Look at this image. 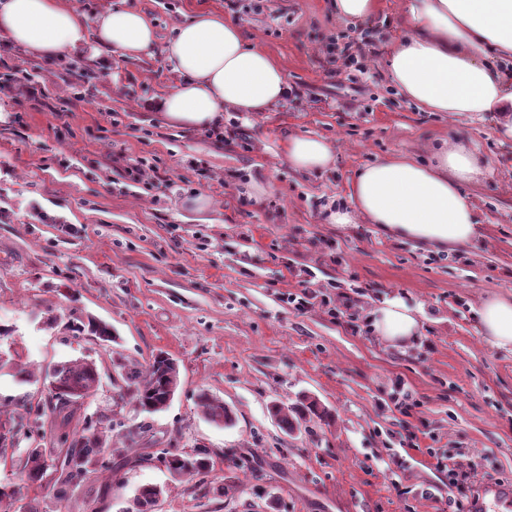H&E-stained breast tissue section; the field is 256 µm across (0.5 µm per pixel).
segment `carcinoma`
<instances>
[{
    "label": "carcinoma",
    "instance_id": "carcinoma-1",
    "mask_svg": "<svg viewBox=\"0 0 512 512\" xmlns=\"http://www.w3.org/2000/svg\"><path fill=\"white\" fill-rule=\"evenodd\" d=\"M63 325L66 335L79 339L92 335L102 342L116 339L112 328L93 318L87 320L70 319L60 323V318L49 315L48 327ZM117 379L125 384V391L119 393L115 405L126 404L130 399L141 411L157 413L168 408L176 393L180 379L178 363L169 355L160 351L153 355L148 365L140 369L137 365L119 359L114 363ZM6 370L29 381L31 375L21 363L19 353H0V371ZM48 380L51 400L46 404L31 405L25 409L20 423L14 420L0 421V450L12 444L13 435L32 442L26 448L23 466V480L29 486L43 481L47 471L55 469L54 497L62 501L98 472L112 469V448L109 438L115 417L100 416V420L86 421L80 431L64 432L62 443L58 444L59 454L54 456L47 449L33 442L43 437L46 421L56 428L66 427L71 419L72 402L84 399L93 393L99 384V375L93 361L79 358L53 365L45 374ZM198 408L203 415L215 424L230 426L234 422L233 411L222 400L207 391L198 393ZM272 416L286 433L292 434L301 429L309 415L324 418L328 411L319 402L309 396H303L299 405L288 407L274 404L270 408ZM154 459L168 470L176 471L181 476L194 478L210 471L212 461L206 448H192L180 454H173L165 448L156 451ZM165 489L155 485L139 488L135 500L137 512H150V505Z\"/></svg>",
    "mask_w": 512,
    "mask_h": 512
}]
</instances>
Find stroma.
Returning a JSON list of instances; mask_svg holds the SVG:
<instances>
[{
	"mask_svg": "<svg viewBox=\"0 0 512 512\" xmlns=\"http://www.w3.org/2000/svg\"><path fill=\"white\" fill-rule=\"evenodd\" d=\"M88 18L122 6L143 11L160 39L195 12L237 22L282 64L293 93L255 117L224 120V139L167 123L151 102L178 77L162 51L45 59L0 42V323L13 331L33 381L0 375V416L44 402V370L92 358L100 376L70 421L112 411L113 359L146 366L163 350L180 369L169 405L124 426L150 430L128 449L136 466L96 475L64 501L32 488L42 512H124L140 486H164L156 512H459L481 487L512 491V353L490 347L476 310L512 290V138L494 117L418 110L389 79L384 56L400 30L398 0H378L361 23L329 0H73ZM354 42L359 62L344 65ZM87 72L84 96L74 76ZM475 147L484 176L467 188L477 233L469 247L423 248L373 224H325L321 207L343 197L361 166L392 155L429 159L448 132ZM294 134L336 147L321 173L295 172L282 152ZM164 183L135 184L139 159ZM263 186L250 194V183ZM206 195L196 212L188 201ZM315 292L304 310L286 293ZM401 299L421 336L388 346L368 330L375 305ZM338 306L332 317L329 306ZM91 315L115 343L47 328V312ZM206 390L234 412L231 426L195 404ZM420 406L401 414L395 397ZM316 398L285 433L272 404ZM205 445L213 467L172 478L148 461L156 449ZM475 464L452 483V469Z\"/></svg>",
	"mask_w": 512,
	"mask_h": 512,
	"instance_id": "1",
	"label": "stroma"
}]
</instances>
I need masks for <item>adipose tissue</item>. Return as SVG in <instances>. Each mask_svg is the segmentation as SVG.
<instances>
[{
  "label": "adipose tissue",
  "mask_w": 512,
  "mask_h": 512,
  "mask_svg": "<svg viewBox=\"0 0 512 512\" xmlns=\"http://www.w3.org/2000/svg\"><path fill=\"white\" fill-rule=\"evenodd\" d=\"M401 30L385 67L405 97L426 112L495 116L512 133V0H401ZM38 57L83 54L106 65L112 52L139 58L163 53L180 80L155 107L172 125H218L225 113L253 115L283 103L290 92L281 64L248 39L238 23L207 11L179 23L165 45L134 8L88 19L72 0H0V40ZM284 154L297 171L314 173L334 161V145L319 137L288 136ZM484 170L477 151L457 135L440 138L431 158L377 160L357 171L344 199L330 201L328 224H374L385 235L453 250L476 235L464 187ZM477 317L489 345L512 353V291L486 295ZM366 323L382 342L407 346L420 321L403 301L372 309Z\"/></svg>",
  "instance_id": "1"
}]
</instances>
